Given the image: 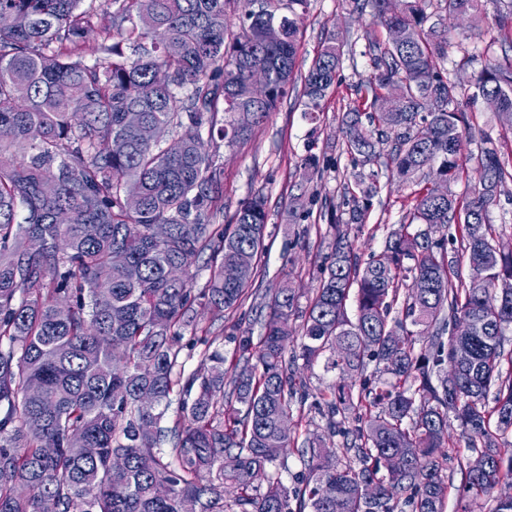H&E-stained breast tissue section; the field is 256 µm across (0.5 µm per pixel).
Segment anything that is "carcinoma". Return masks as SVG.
I'll return each mask as SVG.
<instances>
[{"label": "carcinoma", "mask_w": 512, "mask_h": 512, "mask_svg": "<svg viewBox=\"0 0 512 512\" xmlns=\"http://www.w3.org/2000/svg\"><path fill=\"white\" fill-rule=\"evenodd\" d=\"M257 2L112 0L101 13L85 0H0V13L24 18L0 28V512H394L399 492L409 512H444L442 454L477 496L512 480V444L499 440L512 431V252L496 250L486 223L512 158L489 138L470 198L426 188L410 213L421 229L401 225L364 263L338 235L301 326L294 289L263 295L260 335L229 337L238 363L224 390V337L210 330L250 295L269 213L256 194L230 223H211L224 171L206 145L248 139L276 109L308 9ZM438 2L434 22L431 0L362 3L388 37L368 43L373 76L359 91L369 112L343 113L344 144L366 160L386 155L402 182L450 184L462 169L465 113L437 60L448 56L447 21H476L483 0ZM270 25L280 30L271 42ZM92 32L102 58L90 63ZM345 47L326 38L304 76L312 121ZM159 69L170 83L155 81ZM477 89L512 116V68L482 65ZM132 112L171 141H142ZM154 224L169 225L165 240ZM450 224L460 256L433 239ZM463 256L482 269L479 283L449 275ZM226 264L246 277L224 282ZM461 317L468 336L449 333ZM199 332L188 372L181 340ZM321 358L350 380L312 392L297 362ZM372 362L391 379L376 381ZM312 409L325 433L303 439L290 486L291 421ZM450 412L485 470L449 455ZM327 434L339 448L326 449ZM326 483L338 499L322 497Z\"/></svg>", "instance_id": "obj_1"}]
</instances>
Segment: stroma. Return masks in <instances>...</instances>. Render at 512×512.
Segmentation results:
<instances>
[{
  "label": "stroma",
  "instance_id": "1",
  "mask_svg": "<svg viewBox=\"0 0 512 512\" xmlns=\"http://www.w3.org/2000/svg\"><path fill=\"white\" fill-rule=\"evenodd\" d=\"M512 0H485L479 22L449 24L448 37L456 43L440 67L459 85L458 102L465 112L463 164L465 175L452 184L459 196L470 192V173L484 139H492L505 153L512 152V121H507L474 99V76L486 58L512 62V41L496 26L500 9ZM332 33L343 36L347 48L332 90L322 100L317 121L303 117L300 75L306 74L324 39ZM386 39L387 31L370 9H359L354 0H310L298 34L296 80L289 85L275 112L257 127L251 137L228 147L216 142L211 151L224 171V210L215 221L227 223L241 201L263 193L269 221L264 229L265 250L260 266L263 287L288 283L307 307L315 296L322 270L335 248L337 231H344L360 259L380 253L388 234L407 223L419 191L417 182H400L384 159L370 162L348 154L343 145L340 118L360 100L361 83L372 76L371 62L364 54L367 37ZM316 156V174L307 175L304 162ZM375 177L377 191L371 199L365 223L350 221L352 204L344 185L359 177Z\"/></svg>",
  "mask_w": 512,
  "mask_h": 512
}]
</instances>
